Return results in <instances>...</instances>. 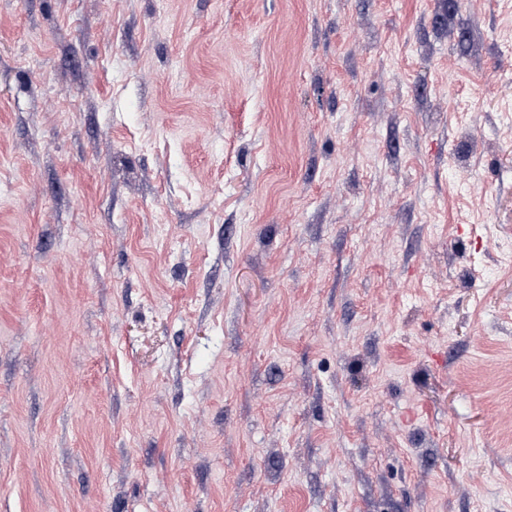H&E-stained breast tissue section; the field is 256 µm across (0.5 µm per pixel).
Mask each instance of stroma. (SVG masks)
Listing matches in <instances>:
<instances>
[{
  "instance_id": "35a3bbf8",
  "label": "stroma",
  "mask_w": 512,
  "mask_h": 512,
  "mask_svg": "<svg viewBox=\"0 0 512 512\" xmlns=\"http://www.w3.org/2000/svg\"><path fill=\"white\" fill-rule=\"evenodd\" d=\"M512 0H0V512H512Z\"/></svg>"
}]
</instances>
